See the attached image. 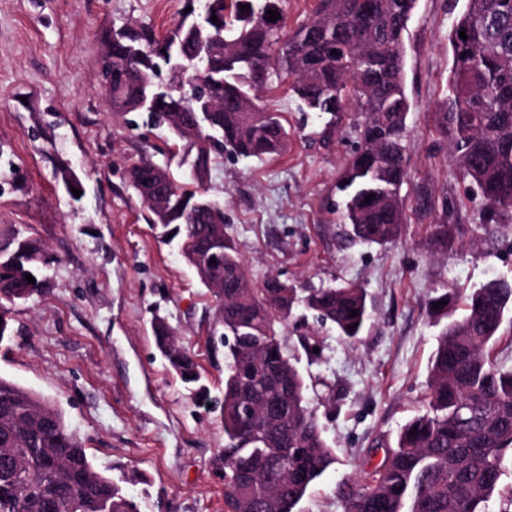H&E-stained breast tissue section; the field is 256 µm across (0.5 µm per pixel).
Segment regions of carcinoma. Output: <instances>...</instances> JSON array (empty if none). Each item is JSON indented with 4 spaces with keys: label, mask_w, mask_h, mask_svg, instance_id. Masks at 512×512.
<instances>
[{
    "label": "carcinoma",
    "mask_w": 512,
    "mask_h": 512,
    "mask_svg": "<svg viewBox=\"0 0 512 512\" xmlns=\"http://www.w3.org/2000/svg\"><path fill=\"white\" fill-rule=\"evenodd\" d=\"M356 2L319 0L314 15L285 36L283 19L267 20V11H281V0H203L210 38L201 62L198 43L181 22L164 36L140 26L104 40L102 78L112 111L136 112L141 98L150 96L149 111L183 142L188 166L196 170V177L185 174L179 181L170 166L145 159L130 169L129 187L144 202L164 193L163 210L148 209L149 223L178 247L193 241L191 251H181L187 264L224 280L220 316L229 343L219 459L225 512H297L335 463L311 408L314 386L285 344L295 304L316 311L349 341L360 335L370 312L365 289L350 283L309 288L304 297L276 277L255 285L228 232L224 203L204 187V174L226 153L263 158L288 152L281 113L253 118L238 108V98L293 76L301 111L324 120L323 139L332 138L346 106L360 116L359 143L340 177L341 223L367 245L401 236L411 108L403 36L417 0H369L361 21L354 18ZM247 4L250 10H241ZM448 49V93L437 123L459 171L476 185L487 222L512 212V193L502 194L512 190V0H467ZM170 50L189 70L170 76L171 88L156 91ZM192 84L220 103L200 116L204 128L195 136L181 127L192 113ZM43 266V248L35 241L0 248V349L13 341L14 306L41 291ZM429 308L441 329L423 411L404 425L395 445L386 446L367 482L344 495V512H482L495 493L503 497L504 512H512V489L501 487L512 453V369L501 367L495 355L504 327L512 333V283L492 279L465 296L447 289L430 299ZM353 310L359 314L350 316ZM353 324L356 329L348 330ZM154 332L169 370L194 401L205 400L192 355L165 321L157 320ZM243 402L273 417L241 419L236 407ZM136 506L118 481L96 468L57 406L0 377V512H131Z\"/></svg>",
    "instance_id": "carcinoma-1"
}]
</instances>
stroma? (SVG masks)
<instances>
[{
  "mask_svg": "<svg viewBox=\"0 0 512 512\" xmlns=\"http://www.w3.org/2000/svg\"><path fill=\"white\" fill-rule=\"evenodd\" d=\"M184 0H0V247L31 238L45 254L41 291L15 307L0 376L59 406L96 467L138 474L140 512H224L219 411L195 405L160 357L151 324L164 317L197 356L211 393L224 386L212 351L219 301L176 246L161 243L127 186L142 159L166 160L167 127L144 112L112 111L102 85L104 38L125 26L166 34ZM466 0H418L405 35L406 220L401 237L363 245L345 234L336 189L356 145L347 112L330 142L322 119L302 112L282 82L264 97L281 112L290 148L281 156H225L206 186L224 203L255 283L364 288L371 319L354 341L296 308L286 342L306 379L328 384L312 406L336 462L301 512H343L394 440L423 410L437 327L434 289L512 280V213L480 221L476 186L456 169L433 120L447 93L448 31ZM428 187L431 213L416 204ZM448 227V246L434 243Z\"/></svg>",
  "mask_w": 512,
  "mask_h": 512,
  "instance_id": "stroma-1",
  "label": "stroma"
}]
</instances>
